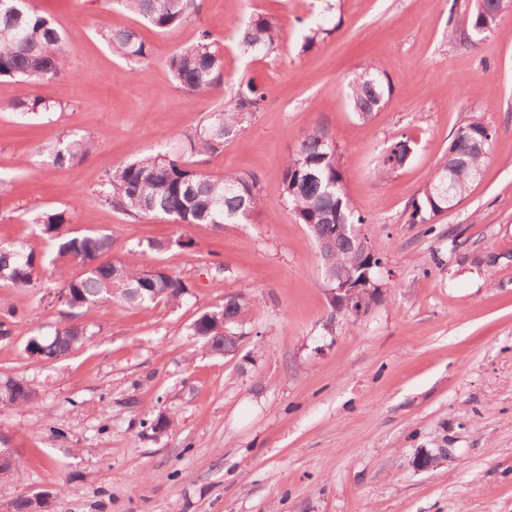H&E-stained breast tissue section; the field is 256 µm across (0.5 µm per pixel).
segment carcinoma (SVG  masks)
I'll return each instance as SVG.
<instances>
[{"instance_id":"cac0c4a2","label":"carcinoma","mask_w":512,"mask_h":512,"mask_svg":"<svg viewBox=\"0 0 512 512\" xmlns=\"http://www.w3.org/2000/svg\"><path fill=\"white\" fill-rule=\"evenodd\" d=\"M161 31L173 29L191 15L198 14L197 0H116ZM502 17L501 0H474L467 16L464 38L472 40L493 33ZM336 29L331 16L318 15L305 27L301 49L308 50L317 40ZM106 43L118 57L139 65L153 55L150 44L126 29L102 32ZM238 44L246 54L265 56L282 40L278 22L264 13H255L246 26L236 31ZM173 81L189 92L209 93L224 82V52L206 29L197 43L175 51L167 61ZM68 69L64 37L52 22L31 10L26 0H0V77L14 78L22 85L21 94L11 108L26 115L54 111V105L36 95V84L57 79ZM392 93L390 82L371 64L352 74L345 86L346 98L358 119L367 121L382 109ZM267 100L265 89L252 78H242L237 88L213 111L207 113L194 132L185 137L182 150L145 155L117 166L107 173L95 191L103 205L132 217L161 214L176 224H243L267 205L258 179L247 173L226 172L210 175L196 168L195 156L221 151L224 143L236 138L261 112ZM496 131L481 116L472 114L460 125L448 152L430 174L422 196L410 204L409 223L430 224L448 210L440 193L448 188L459 203L484 171ZM95 150L85 137L59 142L51 150L52 162L75 167ZM411 140L401 135L388 147V153L374 168V177L384 180L408 160ZM282 201L307 226L318 245H323V275L327 287H336V277L363 283L368 289L379 284L382 258L370 246L356 241L365 219L344 188L340 153L324 130L306 135L285 160ZM41 235L52 248L46 258L18 245H0V281L16 288L41 287L39 269L46 263L56 266L74 262L79 271L64 278L57 301L67 324L54 331L48 340L32 337L26 353L38 360L54 361L89 340L93 332L74 323L82 312L112 300L144 308L165 300L178 303L190 288L183 278L165 267L145 266L140 261L144 250L162 249L160 242H149L146 249L130 251V257L115 263L101 257L112 247L108 234L78 233L70 228L66 210L44 211L33 218ZM227 306L203 312L191 325V333L214 354H224L232 341L231 328L242 321L251 305L243 294L226 298ZM17 309L0 302V336L11 335L18 322ZM9 405L24 406L34 401L36 391L26 382L9 379L0 385Z\"/></svg>"}]
</instances>
